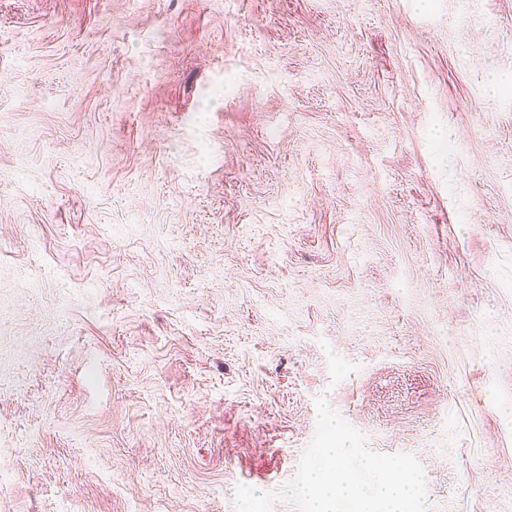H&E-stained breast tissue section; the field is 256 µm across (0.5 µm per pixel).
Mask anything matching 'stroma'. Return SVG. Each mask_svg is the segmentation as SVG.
I'll list each match as a JSON object with an SVG mask.
<instances>
[{"mask_svg":"<svg viewBox=\"0 0 512 512\" xmlns=\"http://www.w3.org/2000/svg\"><path fill=\"white\" fill-rule=\"evenodd\" d=\"M321 397L512 512V0H0V512H236Z\"/></svg>","mask_w":512,"mask_h":512,"instance_id":"1","label":"stroma"}]
</instances>
